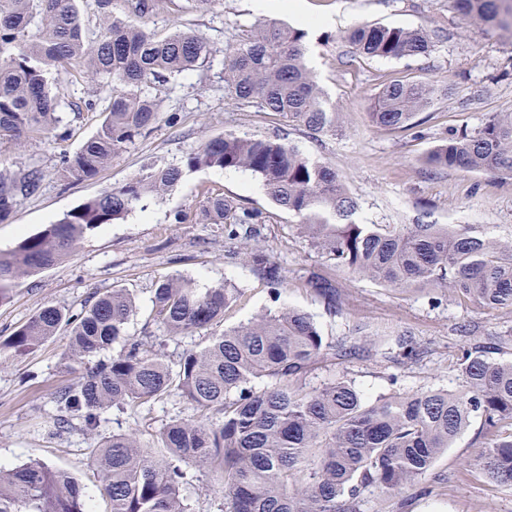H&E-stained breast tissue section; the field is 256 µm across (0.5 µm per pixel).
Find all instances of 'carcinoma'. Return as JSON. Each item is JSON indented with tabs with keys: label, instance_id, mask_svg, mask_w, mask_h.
I'll use <instances>...</instances> for the list:
<instances>
[{
	"label": "carcinoma",
	"instance_id": "carcinoma-1",
	"mask_svg": "<svg viewBox=\"0 0 512 512\" xmlns=\"http://www.w3.org/2000/svg\"><path fill=\"white\" fill-rule=\"evenodd\" d=\"M82 0H0V142L48 138L61 106L62 72L112 86L93 136L62 162V175L88 181L117 153L156 124L159 88L211 65L216 50L191 29L166 34L147 21L175 7L193 11L216 0H93L95 27L85 28ZM464 28L512 33V0H454ZM306 32L279 22L242 31L224 49V96L239 106L281 116L315 141L338 131V115L306 63ZM357 53L387 60L430 54L422 28L362 25L348 36ZM436 87L422 81L383 83L370 117L388 129H413ZM434 171L468 169L512 179V113L495 112L474 129L452 130L424 158ZM241 169L257 176L267 196L296 219L301 232L333 267L399 289L441 288L491 309L512 308V240L473 224H362L359 204L327 163L279 136L233 132L207 139L183 163H145L138 176L70 210L52 224L0 251V305L19 279L55 266L93 230L112 224L171 190L184 170ZM42 173L0 178V222L18 196L35 194ZM204 224L224 225L229 240L259 236L260 213L210 188L202 190ZM229 255L250 263L274 285L281 267L258 246ZM309 289L328 310L341 305L331 280L313 277ZM238 289L224 282L199 289L184 277L159 283L151 320L169 337H200L197 348L172 363L145 338L127 334L136 314L132 295L114 288L68 313L36 311L0 351L26 353L60 331L69 337L64 369L83 368L60 388L61 423L73 416L88 428L111 407L139 408L179 394L197 412L159 432L163 457L135 432L112 434L92 450L110 512H189L180 495L186 473L173 460L224 476L225 512H362V490L375 488L376 512L412 489L431 492L427 477L440 455L472 425L491 435L474 465L491 480L512 482V359L493 360L480 343L459 349L461 388L426 389L370 403L346 381L308 388L323 358H346L356 346L325 340L313 318L292 307L266 311L235 327L225 312ZM122 348L90 363L115 344ZM258 380L268 382L255 389ZM0 512H94L92 499L69 473L40 461L0 468Z\"/></svg>",
	"mask_w": 512,
	"mask_h": 512
}]
</instances>
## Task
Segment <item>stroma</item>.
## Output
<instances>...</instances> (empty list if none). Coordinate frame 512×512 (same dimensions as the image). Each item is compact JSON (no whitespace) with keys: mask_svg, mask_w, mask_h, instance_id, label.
<instances>
[{"mask_svg":"<svg viewBox=\"0 0 512 512\" xmlns=\"http://www.w3.org/2000/svg\"><path fill=\"white\" fill-rule=\"evenodd\" d=\"M310 17L329 16L333 25L308 31L312 69L342 118V130L316 142L278 117L237 108L224 96L223 63L207 75L190 72L172 79L160 97L164 110L155 127L114 156L97 179L69 183L58 175L64 156L74 153L97 130L96 104L109 94L106 84L60 77L62 106L57 136L0 145V173L42 170L39 191L18 198L10 218L0 223V251L35 233L108 188L124 185L155 156L181 162L211 136L228 131L249 136L278 135L304 154L331 165L359 202L364 224H412L429 212L438 224H475L494 236L512 238V180L490 172L452 169L433 172L422 158L448 130L479 126L487 114L512 112V39L479 29H461L453 0H305ZM265 21L296 25L283 10L255 11L250 0H216L204 10L164 12L150 28L174 26L197 32L217 50L242 30ZM419 27L433 37L428 56L385 60L359 56L347 36L355 26ZM392 79L438 84L420 127L397 131L372 124L369 109L383 82ZM262 213L261 245L283 274L278 287L251 265L227 258L224 227L195 220L202 188ZM184 223H176L177 215ZM191 278L196 287L229 282L241 294L224 317L233 327L267 309L292 306L308 312L327 340L374 337L358 355L325 360L310 373L309 386L335 379L352 384L366 400L421 389H457L454 372L460 346L489 343L512 335V308L491 310L446 290L402 291L332 269L301 235L295 220L267 197L261 181L244 170L202 168L186 172L163 197L149 200L121 220L95 229L64 262L20 280L11 302L0 305V340L40 308L54 305L79 312L95 297L127 289L137 313L130 336L158 335L150 317L156 285L169 276ZM315 274L336 283L339 309L327 310L307 287ZM411 336L417 359L397 364L386 358V336ZM68 338L60 333L26 354L0 353V466L39 460L62 469L92 497L96 512H109L90 450L119 432H137L146 445L157 443L172 419L192 418L193 406L173 394L143 408L109 409L97 431L80 423L59 428L56 393L74 377L62 369ZM477 430L469 428L435 462L433 493L396 502L394 512H512V485L488 480L472 464L479 452ZM182 493L192 512H224L221 473L185 465Z\"/></svg>","mask_w":512,"mask_h":512,"instance_id":"stroma-1","label":"stroma"}]
</instances>
